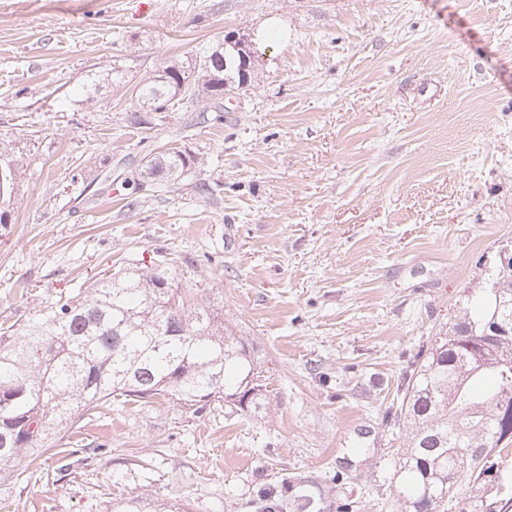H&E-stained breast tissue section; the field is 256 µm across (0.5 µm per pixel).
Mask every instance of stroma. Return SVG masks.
I'll list each match as a JSON object with an SVG mask.
<instances>
[{"label":"stroma","mask_w":512,"mask_h":512,"mask_svg":"<svg viewBox=\"0 0 512 512\" xmlns=\"http://www.w3.org/2000/svg\"><path fill=\"white\" fill-rule=\"evenodd\" d=\"M228 31L251 37L254 87L134 125V85ZM116 66L129 86L87 100L88 74ZM21 134L0 328L177 257L184 299L252 339L273 393L261 420L105 406L81 432L106 452L44 457L0 506L392 512L405 434L384 414L404 368L512 246V0H0V138ZM170 148L191 172L136 190Z\"/></svg>","instance_id":"1"}]
</instances>
